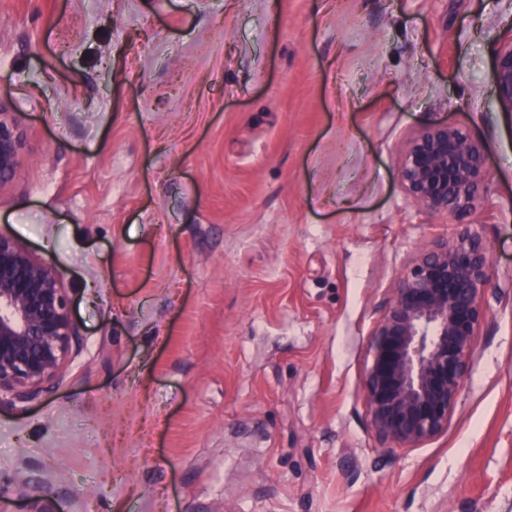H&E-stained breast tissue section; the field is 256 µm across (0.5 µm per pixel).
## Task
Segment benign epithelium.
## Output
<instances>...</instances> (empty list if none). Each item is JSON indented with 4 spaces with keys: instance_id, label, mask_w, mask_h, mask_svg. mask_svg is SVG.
<instances>
[{
    "instance_id": "benign-epithelium-1",
    "label": "benign epithelium",
    "mask_w": 512,
    "mask_h": 512,
    "mask_svg": "<svg viewBox=\"0 0 512 512\" xmlns=\"http://www.w3.org/2000/svg\"><path fill=\"white\" fill-rule=\"evenodd\" d=\"M494 93L512 112V39L495 57ZM24 133L0 108V189L16 171ZM400 180L430 213L457 218L451 239L422 248L398 278L371 335L363 397L381 447L417 448L448 429L486 318L490 244L466 220L487 191L484 147L439 123L408 142ZM81 345L58 269L0 230V401L23 407L50 393ZM24 512H60L48 489L18 488Z\"/></svg>"
}]
</instances>
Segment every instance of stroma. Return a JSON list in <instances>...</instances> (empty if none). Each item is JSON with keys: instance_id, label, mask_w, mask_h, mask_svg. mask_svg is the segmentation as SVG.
Wrapping results in <instances>:
<instances>
[{"instance_id": "1", "label": "stroma", "mask_w": 512, "mask_h": 512, "mask_svg": "<svg viewBox=\"0 0 512 512\" xmlns=\"http://www.w3.org/2000/svg\"><path fill=\"white\" fill-rule=\"evenodd\" d=\"M512 0H0L26 144L0 228L63 275L83 338L0 403V512H512ZM484 146L486 319L448 429L381 448L371 334L452 237L399 169L422 127ZM494 93L500 109L512 112V38L495 57ZM25 484L27 483H22L18 488L24 512H61L46 486L42 487V494H30L24 487Z\"/></svg>"}]
</instances>
